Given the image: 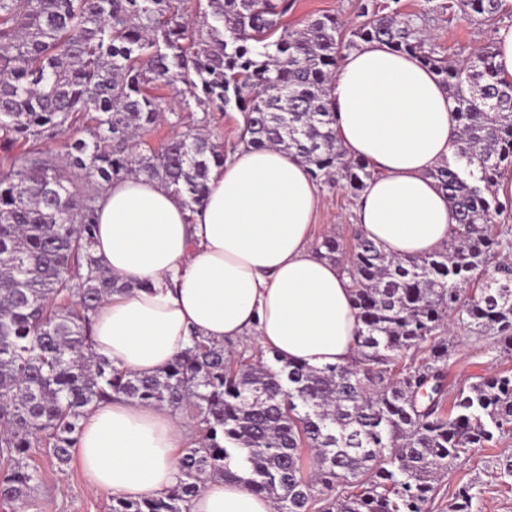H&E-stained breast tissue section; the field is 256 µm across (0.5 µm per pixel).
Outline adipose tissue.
Wrapping results in <instances>:
<instances>
[{"instance_id":"adipose-tissue-1","label":"adipose tissue","mask_w":512,"mask_h":512,"mask_svg":"<svg viewBox=\"0 0 512 512\" xmlns=\"http://www.w3.org/2000/svg\"><path fill=\"white\" fill-rule=\"evenodd\" d=\"M336 134L348 157L376 171L355 205L356 225L398 257L444 246L454 208L430 172L456 150L455 103L418 59L370 42L342 56L331 87ZM195 210L156 180L112 183L97 200L93 252L101 267L137 283L93 317V350L153 375L190 344L255 338L280 357L314 367L354 354L353 290L335 261L312 246L322 207L298 158L240 146L214 169ZM184 434L155 405L118 399L90 407L74 458L94 492L140 500L179 478ZM191 512H274L235 481L210 480Z\"/></svg>"}]
</instances>
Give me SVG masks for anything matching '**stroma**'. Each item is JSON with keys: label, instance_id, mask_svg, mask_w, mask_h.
<instances>
[{"label": "stroma", "instance_id": "stroma-1", "mask_svg": "<svg viewBox=\"0 0 512 512\" xmlns=\"http://www.w3.org/2000/svg\"><path fill=\"white\" fill-rule=\"evenodd\" d=\"M448 0H401L404 11L427 15L426 31L442 55L456 59L459 46L481 47L494 42L496 27L467 19L459 9H448ZM333 14L346 25H354L356 0H295L288 15V27H301L303 22L319 14ZM316 237L328 235L350 240L356 223L355 200L338 189H323ZM452 351L448 367V387L456 389L477 376L512 368V354L500 353L490 334H476L465 327L452 326L448 335ZM512 460V436L496 446L478 448L447 474L441 476L434 512H448L455 489L463 483L474 486V512H512V486L504 484L499 469ZM43 478L27 503L11 508L0 506V512H108L109 496L87 488L77 465L58 470L50 457L38 451L31 457Z\"/></svg>", "mask_w": 512, "mask_h": 512}]
</instances>
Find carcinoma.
Returning <instances> with one entry per match:
<instances>
[{
  "instance_id": "carcinoma-1",
  "label": "carcinoma",
  "mask_w": 512,
  "mask_h": 512,
  "mask_svg": "<svg viewBox=\"0 0 512 512\" xmlns=\"http://www.w3.org/2000/svg\"><path fill=\"white\" fill-rule=\"evenodd\" d=\"M399 2L357 0L345 40L334 15L284 26L290 0H205L191 20L184 0H0V149L21 148L0 166L1 503L23 504L39 485L32 449L68 467L86 409L119 398L191 406L199 436L181 449L173 489L113 497L108 512H191L213 477L268 497L275 512H431L441 475L512 433V370L447 402L445 336L453 322L512 351V264L495 261L512 241L492 233L496 187L512 168V81L498 78L491 45L442 57ZM458 7L480 22L504 13L502 0ZM371 41L418 58L456 103L457 150L431 176L458 231L409 259L357 230L349 249L331 235L317 243L353 288L351 361L315 368L272 350L229 354L196 335L152 376L96 355V309L135 288L93 255L100 190L143 175L193 208L224 164L200 127L235 110L241 143L291 152L316 183L358 198L374 170L339 143L330 87L342 50ZM180 85L185 109L203 116L176 114L186 131L136 150L165 111L155 91ZM472 490L460 485L448 512H473Z\"/></svg>"
}]
</instances>
